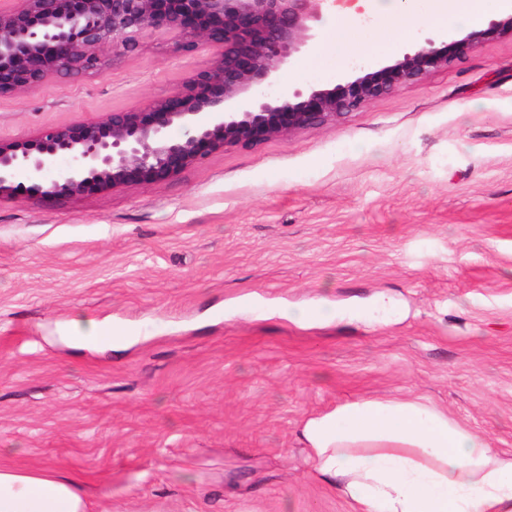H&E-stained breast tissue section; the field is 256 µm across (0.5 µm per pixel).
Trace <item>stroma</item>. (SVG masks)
<instances>
[{
    "label": "stroma",
    "instance_id": "35a3bbf8",
    "mask_svg": "<svg viewBox=\"0 0 512 512\" xmlns=\"http://www.w3.org/2000/svg\"><path fill=\"white\" fill-rule=\"evenodd\" d=\"M344 63L317 58L330 20ZM372 0L325 12L273 94L383 52ZM145 32L100 77L0 100V136L145 107L206 67ZM365 315L300 324L279 308ZM125 349H76L88 321ZM422 398L512 452V36L336 126L178 177L0 198V467L83 476L89 512H352L297 429L361 396Z\"/></svg>",
    "mask_w": 512,
    "mask_h": 512
}]
</instances>
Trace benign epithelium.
Here are the masks:
<instances>
[{
	"instance_id": "benign-epithelium-1",
	"label": "benign epithelium",
	"mask_w": 512,
	"mask_h": 512,
	"mask_svg": "<svg viewBox=\"0 0 512 512\" xmlns=\"http://www.w3.org/2000/svg\"><path fill=\"white\" fill-rule=\"evenodd\" d=\"M0 6V99L53 78L102 75L104 51L129 52L148 30L174 32L175 50L215 49L210 64L169 96L93 122L44 126L21 139L0 137V197L77 196L171 179L218 151L337 125L375 100L464 59L492 35H512V12L485 29L455 30L448 42H421L375 71L333 89L267 94L274 73L315 37L330 0H17ZM189 127L176 136L173 130ZM58 177L26 185L17 174Z\"/></svg>"
}]
</instances>
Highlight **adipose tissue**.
I'll return each mask as SVG.
<instances>
[{
  "label": "adipose tissue",
  "mask_w": 512,
  "mask_h": 512,
  "mask_svg": "<svg viewBox=\"0 0 512 512\" xmlns=\"http://www.w3.org/2000/svg\"><path fill=\"white\" fill-rule=\"evenodd\" d=\"M490 0H379L396 20L393 41L413 25L471 26ZM298 437L308 475L353 512H512V453L419 399L362 396L305 418ZM0 512H86L83 482L48 467L0 468Z\"/></svg>",
  "instance_id": "obj_1"
}]
</instances>
